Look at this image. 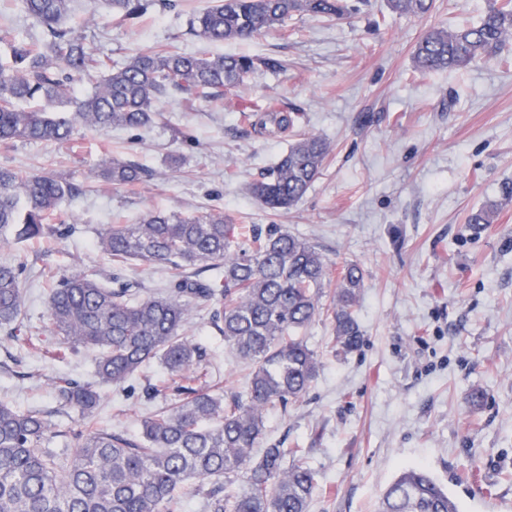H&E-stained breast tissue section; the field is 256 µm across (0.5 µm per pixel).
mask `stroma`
<instances>
[{
	"mask_svg": "<svg viewBox=\"0 0 512 512\" xmlns=\"http://www.w3.org/2000/svg\"><path fill=\"white\" fill-rule=\"evenodd\" d=\"M211 3L182 0L177 11L129 25L73 0L65 23L117 62L160 49L281 59L282 71L254 75L234 96L246 106L273 98L302 110L301 132L332 146L322 175L296 208L269 214L249 187L287 141L243 129L237 113L208 101H169L142 130L83 127L63 144L0 145V167L51 172L86 189L60 211L75 234L0 248V263L27 264L28 324L48 330L52 273L111 277V260L94 245L106 225L133 224L152 210L191 217L214 209L248 229L281 224L330 263L352 260L367 272L360 349L336 358L332 323L316 319L305 340L321 357L319 375L302 399L267 417V443L302 449L316 473L310 512H376L399 471L419 465L461 512H512V202L481 234L467 222L512 187V43L458 72L423 77L412 67L425 31L477 22L490 0H437L421 19L370 0L342 19L305 16L226 43L187 32ZM40 36L18 0H0V58L11 40ZM106 153L137 161L152 178L134 186L94 179ZM185 334L211 354L213 389L245 384V366L203 312L190 311ZM94 359L81 348L62 358L37 353L2 329L0 402L47 412L59 432L52 447L68 448L80 417L59 405L52 382L93 381ZM149 384L176 389L157 361L123 386H100L101 425L138 438L140 419L165 404L147 399ZM474 387L487 392L478 409L467 402Z\"/></svg>",
	"mask_w": 512,
	"mask_h": 512,
	"instance_id": "stroma-1",
	"label": "stroma"
}]
</instances>
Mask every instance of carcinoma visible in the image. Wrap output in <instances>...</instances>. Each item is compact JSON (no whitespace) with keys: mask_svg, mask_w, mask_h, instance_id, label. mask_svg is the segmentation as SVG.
Masks as SVG:
<instances>
[{"mask_svg":"<svg viewBox=\"0 0 512 512\" xmlns=\"http://www.w3.org/2000/svg\"><path fill=\"white\" fill-rule=\"evenodd\" d=\"M42 29V42L13 40L0 62V143H65L81 127L140 129L156 120L170 99L220 101L254 132L288 139V148L250 185L266 209L296 206L331 153L326 138L299 132L302 112L267 100L238 109L227 94L257 72L284 68L270 56L149 50L122 64L97 52L63 24L70 0H19ZM366 0H215L190 21L191 34L209 42L237 41L286 26L297 15L334 19ZM109 15L135 23L151 12H171L179 0H93ZM399 16L424 17L435 0H386ZM512 40V0H496L472 25L433 27L413 51L415 71L426 76L461 70L495 57ZM96 79L91 94L73 96V82ZM43 105L27 111L24 102ZM152 173L132 160L105 157L95 178L137 185ZM81 194L51 173L0 168V245L66 238L59 207ZM497 207L484 205L470 224H492ZM97 247L120 271L131 261L163 266L166 289L140 295L135 284L112 276L108 286L84 272L61 274L51 289L52 335L73 348L100 351L96 375L119 386L153 360L179 380L178 398L146 418L141 436L104 429L96 419L95 385L59 377L60 403L78 413L74 448L59 454L45 443L55 434L46 415L0 403V512H174L188 484H200L208 512H308L316 473L300 448H261L266 415L303 397L320 359L299 333L327 316L336 355L360 348L364 333L356 306L365 272L354 261L328 263L309 239L280 224L243 234L214 211L194 218L151 212L140 224H109ZM198 270L190 274L187 267ZM23 264H0V327L17 338L26 317ZM207 311L224 336V349L250 368L243 389L218 394L205 384L207 348L184 335L192 306ZM243 484L233 486L237 476ZM377 512H460L457 502L423 468L402 470Z\"/></svg>","mask_w":512,"mask_h":512,"instance_id":"1","label":"carcinoma"}]
</instances>
